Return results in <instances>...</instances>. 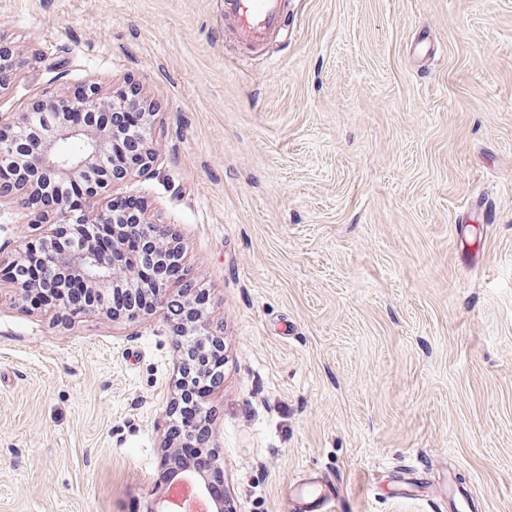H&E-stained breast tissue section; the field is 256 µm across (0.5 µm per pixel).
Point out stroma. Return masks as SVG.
<instances>
[{
	"label": "stroma",
	"mask_w": 512,
	"mask_h": 512,
	"mask_svg": "<svg viewBox=\"0 0 512 512\" xmlns=\"http://www.w3.org/2000/svg\"><path fill=\"white\" fill-rule=\"evenodd\" d=\"M29 62L0 113L137 87L166 225L224 338L205 409L235 512L336 481L343 512H512V0H0ZM0 204V512H145L174 396L161 316H62L3 270L43 235ZM224 8L237 21L242 41L261 44L279 28L286 0H225Z\"/></svg>",
	"instance_id": "35a3bbf8"
}]
</instances>
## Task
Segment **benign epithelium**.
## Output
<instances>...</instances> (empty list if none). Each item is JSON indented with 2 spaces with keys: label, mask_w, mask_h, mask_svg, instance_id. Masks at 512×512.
I'll return each instance as SVG.
<instances>
[{
  "label": "benign epithelium",
  "mask_w": 512,
  "mask_h": 512,
  "mask_svg": "<svg viewBox=\"0 0 512 512\" xmlns=\"http://www.w3.org/2000/svg\"><path fill=\"white\" fill-rule=\"evenodd\" d=\"M139 110L145 120L138 128L139 150L136 154L123 156L109 152L110 144L121 136L117 126L110 128L94 125L67 124L64 117L87 112L91 115L101 111ZM144 101L134 90L116 94L103 92L96 82L83 85L78 90L63 88L53 94L34 101L24 112H15L6 117L0 114V184H8L4 194L24 196L25 203L37 210L38 222L52 225L51 234L27 240L22 254L38 248L41 261L54 270L55 276L42 281L22 282L13 280L21 300L33 309L42 307L47 291H60L62 277H76L89 294L103 291V287L119 282L132 275L130 268L111 264L108 255L99 250L89 238L92 228L106 224L117 230L113 235L112 248H122L124 237L129 234L140 236L147 242L143 255L144 263L153 268V287L147 289L151 306L141 309L129 307V317L151 315L158 311L174 322L175 337L180 357L176 389H190L193 383L206 371L205 350L215 345H224L223 338L215 335L213 328L204 319L203 300L190 295L187 288L179 294H170L165 272L171 267L184 268L180 247L168 240L164 227L146 221L144 214L131 218L125 213L112 209L110 189L115 177L99 179L86 188L84 201L105 197L107 202L97 211L82 208L72 211L63 204L57 210H45L36 204L37 189L60 185L74 180L90 169L112 167L124 177L133 173L145 174L153 169L157 155L153 127L147 117ZM83 141L88 149L80 156L67 158L60 154L59 143L68 138ZM72 227L82 237L81 246L73 250H60L54 246L60 227ZM183 311V318L177 319L172 311Z\"/></svg>",
  "instance_id": "7a95c632"
}]
</instances>
